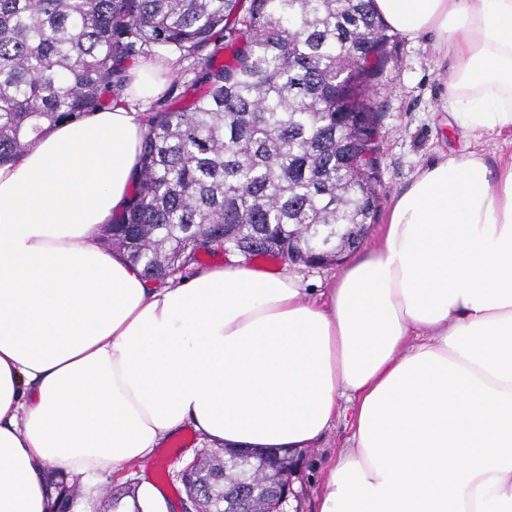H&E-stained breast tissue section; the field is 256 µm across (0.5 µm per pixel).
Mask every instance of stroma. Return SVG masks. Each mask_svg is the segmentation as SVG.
<instances>
[{"instance_id":"obj_1","label":"stroma","mask_w":512,"mask_h":512,"mask_svg":"<svg viewBox=\"0 0 512 512\" xmlns=\"http://www.w3.org/2000/svg\"><path fill=\"white\" fill-rule=\"evenodd\" d=\"M444 80L445 67L436 58L430 38L414 40L392 32L376 88L369 94L371 105L381 116L378 221H385L392 198L409 186L417 170L437 160L440 153L476 149L491 160L512 154L510 137L468 140L453 131ZM350 440L351 429L340 419L306 449L295 483L298 496L290 502L292 512H314L322 468L331 454L349 447ZM205 448V442L188 428L178 441L164 444L139 462L76 481L82 512H112L113 494L147 481L168 497L175 512H191L193 504L181 474L201 458Z\"/></svg>"}]
</instances>
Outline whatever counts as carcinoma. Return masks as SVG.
<instances>
[{
	"mask_svg": "<svg viewBox=\"0 0 512 512\" xmlns=\"http://www.w3.org/2000/svg\"><path fill=\"white\" fill-rule=\"evenodd\" d=\"M373 0H0V163L118 101L114 63L213 46L184 109L143 119L135 191L104 229L161 284L198 253L303 261L353 249L380 207V115L362 98L388 40ZM193 490L243 481L204 456Z\"/></svg>",
	"mask_w": 512,
	"mask_h": 512,
	"instance_id": "carcinoma-1",
	"label": "carcinoma"
}]
</instances>
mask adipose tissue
Here are the masks:
<instances>
[{"instance_id": "ef3b65f1", "label": "adipose tissue", "mask_w": 512, "mask_h": 512, "mask_svg": "<svg viewBox=\"0 0 512 512\" xmlns=\"http://www.w3.org/2000/svg\"><path fill=\"white\" fill-rule=\"evenodd\" d=\"M434 37L463 135L512 134V0H374ZM125 107L60 122L0 166V512L143 459L186 426L305 448L349 410L318 512H512V158L444 155L327 293L225 264L160 285L100 233L130 199Z\"/></svg>"}]
</instances>
